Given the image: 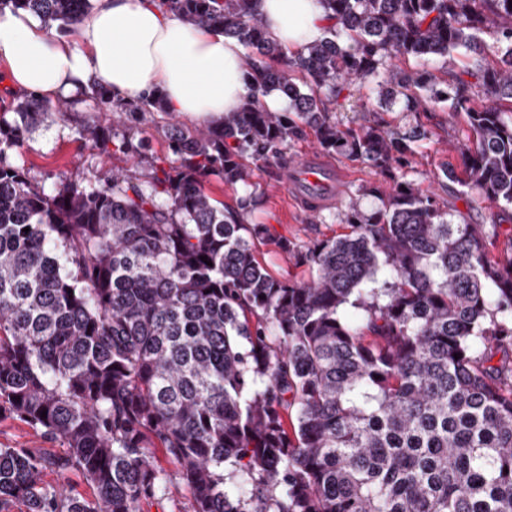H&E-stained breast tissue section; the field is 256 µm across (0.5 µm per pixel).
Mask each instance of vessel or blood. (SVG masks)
I'll return each instance as SVG.
<instances>
[{
	"instance_id": "1",
	"label": "vessel or blood",
	"mask_w": 512,
	"mask_h": 512,
	"mask_svg": "<svg viewBox=\"0 0 512 512\" xmlns=\"http://www.w3.org/2000/svg\"><path fill=\"white\" fill-rule=\"evenodd\" d=\"M348 181L343 170L328 164L314 150L304 153L284 172L293 203L309 212L340 203L347 193Z\"/></svg>"
}]
</instances>
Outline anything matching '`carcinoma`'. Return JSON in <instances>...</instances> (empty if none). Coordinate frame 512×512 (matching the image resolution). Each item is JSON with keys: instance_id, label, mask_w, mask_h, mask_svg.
I'll use <instances>...</instances> for the list:
<instances>
[{"instance_id": "1", "label": "carcinoma", "mask_w": 512, "mask_h": 512, "mask_svg": "<svg viewBox=\"0 0 512 512\" xmlns=\"http://www.w3.org/2000/svg\"><path fill=\"white\" fill-rule=\"evenodd\" d=\"M322 2L333 24L289 55L252 0H164L252 49L254 76L224 125L170 129L167 168L47 194L3 154L49 105L28 100L20 122H0V418L59 443L0 447V512H144L166 495L162 457L191 512H512V256L494 254L498 225L455 224L396 176L426 130H344L324 101L353 76L380 78V108L400 96L409 112L451 104L471 144L445 179L512 222V7ZM5 6L62 26L91 8ZM458 48L476 59L472 82L392 64ZM271 93L285 111L264 106ZM306 127L392 185L363 189L383 200L370 214L350 200L349 233L295 253L303 281L270 273L256 254L270 227L224 210L203 178L248 189L247 160L286 162ZM84 134L103 152L130 149L97 125ZM71 472L92 497L65 486Z\"/></svg>"}]
</instances>
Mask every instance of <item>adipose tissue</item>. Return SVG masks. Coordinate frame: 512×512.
Masks as SVG:
<instances>
[{
	"instance_id": "ef3b65f1",
	"label": "adipose tissue",
	"mask_w": 512,
	"mask_h": 512,
	"mask_svg": "<svg viewBox=\"0 0 512 512\" xmlns=\"http://www.w3.org/2000/svg\"><path fill=\"white\" fill-rule=\"evenodd\" d=\"M83 25L63 38L28 12L0 11V73L35 95L80 97L98 87L112 98H161L168 111L219 125L248 91L241 47L223 30L190 26L160 0H96ZM268 36L286 51L322 37L321 0H254Z\"/></svg>"
}]
</instances>
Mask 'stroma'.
Masks as SVG:
<instances>
[{"label":"stroma","instance_id":"obj_1","mask_svg":"<svg viewBox=\"0 0 512 512\" xmlns=\"http://www.w3.org/2000/svg\"><path fill=\"white\" fill-rule=\"evenodd\" d=\"M378 86L376 80L353 83L340 97L329 103L333 120L341 127L354 130L366 126H381L404 131L415 125L424 126L429 136L416 143L411 166L402 168L404 179L420 184L433 192L440 205L453 215L455 223L488 224L492 212L485 205L473 202L471 195L461 187L448 183L442 172L448 167H460V146L467 144L470 132L461 114L448 106L435 111H406L403 99L387 109L376 105ZM168 121L165 113L142 114L116 112L111 106L88 97L72 99L66 110L47 112L42 122L26 132L20 147L6 155L7 161L23 166L32 182L45 192H53L64 181H72L85 188H95L109 178L112 172H134L147 160L158 158L165 165H173L176 156L164 134ZM99 124L110 132L130 134L133 148L127 153L105 154L92 148L82 135L83 129ZM335 165L350 177L349 195L359 201L363 211L376 209V198L362 194L365 185L378 179L375 169L367 161L334 156ZM253 201L243 216L247 224L270 225L274 241L257 245V257L267 263L276 276H302L303 271L294 264L291 248H303L311 242L347 232L341 221V207H334L316 215L302 213L291 203L288 189L281 180L278 161L252 163ZM287 241L290 249L283 252L276 247V240Z\"/></svg>","mask_w":512,"mask_h":512}]
</instances>
